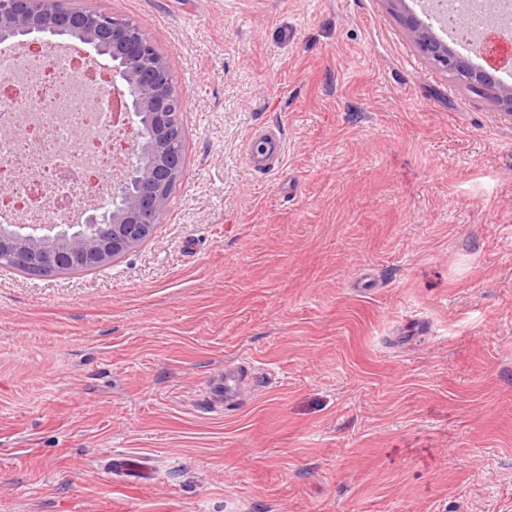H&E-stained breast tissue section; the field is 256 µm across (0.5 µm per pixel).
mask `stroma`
<instances>
[{
  "mask_svg": "<svg viewBox=\"0 0 512 512\" xmlns=\"http://www.w3.org/2000/svg\"><path fill=\"white\" fill-rule=\"evenodd\" d=\"M76 4L166 58L185 167L112 266L0 267V512H512V118L382 0ZM286 144L283 134L273 128L251 137L246 150V163L259 174H267L283 161ZM206 392L207 402L215 405L238 404L242 401L243 375L237 368L220 370Z\"/></svg>",
  "mask_w": 512,
  "mask_h": 512,
  "instance_id": "stroma-1",
  "label": "stroma"
}]
</instances>
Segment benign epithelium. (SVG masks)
<instances>
[{
	"instance_id": "1",
	"label": "benign epithelium",
	"mask_w": 512,
	"mask_h": 512,
	"mask_svg": "<svg viewBox=\"0 0 512 512\" xmlns=\"http://www.w3.org/2000/svg\"><path fill=\"white\" fill-rule=\"evenodd\" d=\"M421 53L466 86L492 84L497 110L512 115V85L486 70H474L451 47L406 10L405 0H385ZM74 34L97 55L112 61L110 79L125 105L126 121L137 124L131 160L113 178L112 219L100 234L74 224L0 225V257L9 256L33 276L92 271L114 264L143 244L162 219L184 168L183 152L172 146L178 91L157 80L168 67L154 42L126 21L74 7L71 0H0V40L22 42L35 35ZM149 160L142 163V153Z\"/></svg>"
}]
</instances>
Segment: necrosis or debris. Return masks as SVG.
Segmentation results:
<instances>
[{"label": "necrosis or debris", "instance_id": "obj_1", "mask_svg": "<svg viewBox=\"0 0 512 512\" xmlns=\"http://www.w3.org/2000/svg\"><path fill=\"white\" fill-rule=\"evenodd\" d=\"M113 88L84 57L65 49L26 60L0 52L1 224H46L108 197H75L86 173L119 166L110 147Z\"/></svg>", "mask_w": 512, "mask_h": 512}]
</instances>
